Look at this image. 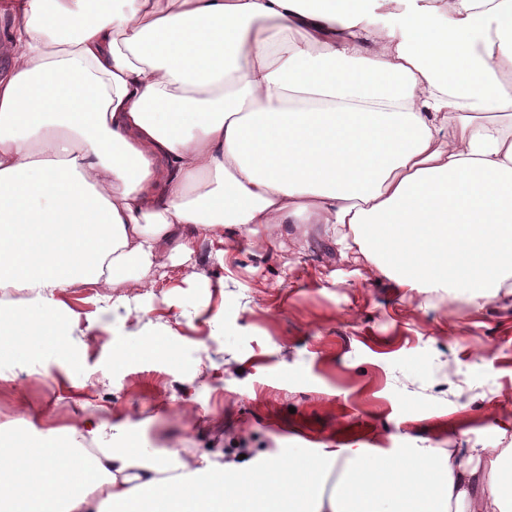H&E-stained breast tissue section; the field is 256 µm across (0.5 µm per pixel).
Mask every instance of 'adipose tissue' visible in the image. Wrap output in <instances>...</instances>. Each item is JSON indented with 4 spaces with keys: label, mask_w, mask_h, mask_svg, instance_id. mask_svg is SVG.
Masks as SVG:
<instances>
[{
    "label": "adipose tissue",
    "mask_w": 512,
    "mask_h": 512,
    "mask_svg": "<svg viewBox=\"0 0 512 512\" xmlns=\"http://www.w3.org/2000/svg\"><path fill=\"white\" fill-rule=\"evenodd\" d=\"M1 21L0 360L77 328L70 288L139 326L114 289L229 225H321L409 288L512 280V0H0ZM111 429H12L0 512H512V448L260 472Z\"/></svg>",
    "instance_id": "1"
}]
</instances>
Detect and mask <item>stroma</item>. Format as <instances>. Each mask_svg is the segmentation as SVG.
Returning <instances> with one entry per match:
<instances>
[{
    "label": "stroma",
    "mask_w": 512,
    "mask_h": 512,
    "mask_svg": "<svg viewBox=\"0 0 512 512\" xmlns=\"http://www.w3.org/2000/svg\"><path fill=\"white\" fill-rule=\"evenodd\" d=\"M202 278L169 268L138 305L167 330L147 353L100 314L91 290L66 305L92 325L35 362L0 364V426L32 436L89 416L112 445L255 468L329 448L399 456L420 448L512 446V294L479 300L404 288L343 255L318 225L255 245L233 230L200 241ZM126 357L116 362L115 350Z\"/></svg>",
    "instance_id": "obj_1"
}]
</instances>
